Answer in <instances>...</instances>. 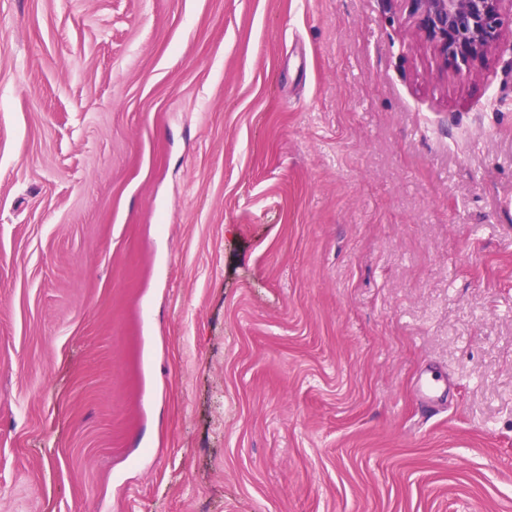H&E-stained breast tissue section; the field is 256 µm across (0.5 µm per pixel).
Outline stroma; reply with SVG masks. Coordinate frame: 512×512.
Instances as JSON below:
<instances>
[{"instance_id": "1", "label": "stroma", "mask_w": 512, "mask_h": 512, "mask_svg": "<svg viewBox=\"0 0 512 512\" xmlns=\"http://www.w3.org/2000/svg\"><path fill=\"white\" fill-rule=\"evenodd\" d=\"M0 512H512V25L0 0ZM441 71L460 73L503 36L511 0H403Z\"/></svg>"}]
</instances>
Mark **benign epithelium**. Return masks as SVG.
Returning a JSON list of instances; mask_svg holds the SVG:
<instances>
[{
  "label": "benign epithelium",
  "mask_w": 512,
  "mask_h": 512,
  "mask_svg": "<svg viewBox=\"0 0 512 512\" xmlns=\"http://www.w3.org/2000/svg\"><path fill=\"white\" fill-rule=\"evenodd\" d=\"M440 70L460 73L503 36L512 0H403Z\"/></svg>",
  "instance_id": "7a95c632"
}]
</instances>
